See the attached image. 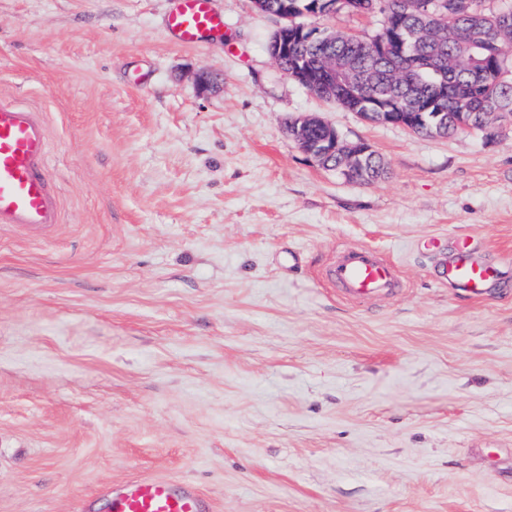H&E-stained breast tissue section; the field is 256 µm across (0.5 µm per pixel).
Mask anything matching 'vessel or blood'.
Returning a JSON list of instances; mask_svg holds the SVG:
<instances>
[{
    "label": "vessel or blood",
    "instance_id": "obj_1",
    "mask_svg": "<svg viewBox=\"0 0 512 512\" xmlns=\"http://www.w3.org/2000/svg\"><path fill=\"white\" fill-rule=\"evenodd\" d=\"M168 28L184 44H196L220 32L224 18L210 0H175ZM48 133L38 112L19 102H0V226L45 230L60 222L61 202L48 173ZM450 286L478 297L498 279L493 265L473 255L467 239H458L443 263ZM326 285L355 301L371 300L398 285L393 262L374 250L347 248L323 277ZM110 512H206L202 493L185 481L132 478L106 487Z\"/></svg>",
    "mask_w": 512,
    "mask_h": 512
}]
</instances>
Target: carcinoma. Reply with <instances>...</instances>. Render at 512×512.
<instances>
[{
  "mask_svg": "<svg viewBox=\"0 0 512 512\" xmlns=\"http://www.w3.org/2000/svg\"><path fill=\"white\" fill-rule=\"evenodd\" d=\"M370 1L383 15L379 32L358 36L325 28L320 39L297 46L305 65L313 68L334 52L368 78L362 94L410 111L444 112L450 137L463 132L457 122L462 113L470 117L468 128L483 134L485 112H499L503 121L512 123V0H481L484 9L478 17L467 15L463 5H449L435 16L413 9L409 0H388L384 8L380 0H355L354 10L343 0H270L278 11H306L317 17L361 14ZM436 21L455 30L457 39L437 44L425 38L423 33ZM396 27L411 34V48L401 47L393 34ZM386 174L377 155L363 172L342 178L369 184Z\"/></svg>",
  "mask_w": 512,
  "mask_h": 512,
  "instance_id": "cac0c4a2",
  "label": "carcinoma"
}]
</instances>
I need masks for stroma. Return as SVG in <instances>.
<instances>
[{
    "label": "stroma",
    "instance_id": "obj_1",
    "mask_svg": "<svg viewBox=\"0 0 512 512\" xmlns=\"http://www.w3.org/2000/svg\"><path fill=\"white\" fill-rule=\"evenodd\" d=\"M212 5L183 45L174 0H0V100L42 113L61 194L51 238L0 230V512L140 476L209 512H512V128L369 124L279 68L278 18ZM299 114L388 177L313 165ZM459 237L508 272L485 300L439 283ZM351 247L395 295L320 286ZM167 27L183 44H196L207 34L224 29V18L211 8V0H174ZM338 167V159L336 158V168L333 169L336 173H338L344 180L352 183L359 184H369L375 181L384 178L387 174V168L383 159L377 155L371 159H369L365 163L363 173H358L356 175H347L343 173H339L337 171Z\"/></svg>",
    "mask_w": 512,
    "mask_h": 512
}]
</instances>
